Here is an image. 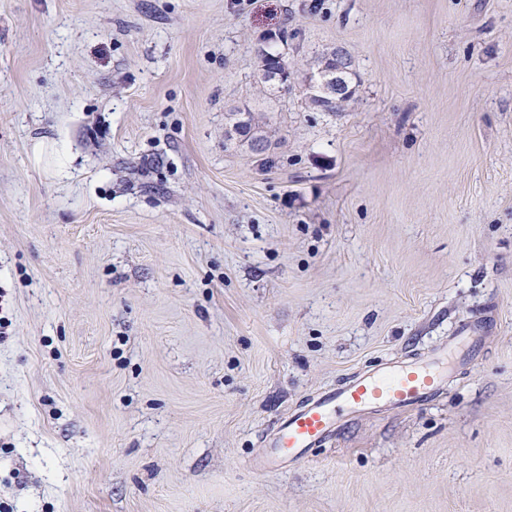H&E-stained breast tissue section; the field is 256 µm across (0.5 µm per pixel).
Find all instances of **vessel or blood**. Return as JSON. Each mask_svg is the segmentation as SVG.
<instances>
[{
	"label": "vessel or blood",
	"instance_id": "obj_1",
	"mask_svg": "<svg viewBox=\"0 0 512 512\" xmlns=\"http://www.w3.org/2000/svg\"><path fill=\"white\" fill-rule=\"evenodd\" d=\"M445 377L443 359L439 356L423 363L381 364L288 416L267 439L255 468L262 473L272 472L303 459L308 449L334 434L341 413L356 415L382 405L422 406Z\"/></svg>",
	"mask_w": 512,
	"mask_h": 512
}]
</instances>
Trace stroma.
<instances>
[{
	"mask_svg": "<svg viewBox=\"0 0 512 512\" xmlns=\"http://www.w3.org/2000/svg\"><path fill=\"white\" fill-rule=\"evenodd\" d=\"M261 45L342 48L344 110L261 91ZM0 314L13 512H512V0H0ZM476 315L424 405L257 473ZM49 155L53 157V170L61 172L65 166L64 154L56 147L55 143L45 137L38 138L32 142L31 158L36 166H41L45 163ZM443 361L437 356L423 363H383L306 403L266 440L255 469L261 473L278 471L289 462L303 459L309 448L334 434L341 412L356 415L382 405L422 406L446 377Z\"/></svg>",
	"mask_w": 512,
	"mask_h": 512,
	"instance_id": "obj_1",
	"label": "stroma"
}]
</instances>
